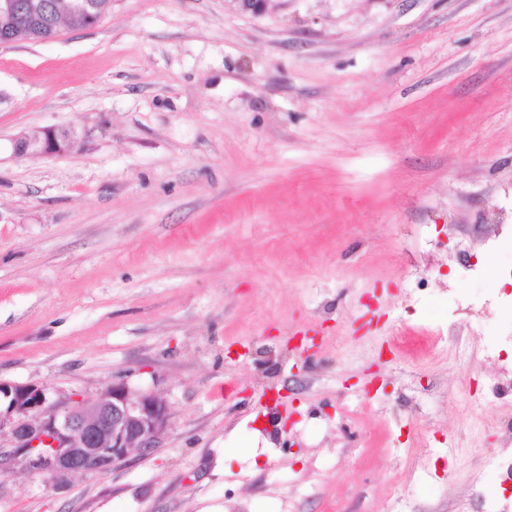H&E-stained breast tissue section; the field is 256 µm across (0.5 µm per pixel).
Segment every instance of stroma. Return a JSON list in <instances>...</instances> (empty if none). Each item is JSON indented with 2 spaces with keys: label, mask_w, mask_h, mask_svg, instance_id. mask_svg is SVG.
Segmentation results:
<instances>
[{
  "label": "stroma",
  "mask_w": 512,
  "mask_h": 512,
  "mask_svg": "<svg viewBox=\"0 0 512 512\" xmlns=\"http://www.w3.org/2000/svg\"><path fill=\"white\" fill-rule=\"evenodd\" d=\"M52 126L80 145L13 157ZM488 256L512 0H112L0 48V380L170 409L109 472L0 476V512L512 508L472 413L512 355Z\"/></svg>",
  "instance_id": "obj_1"
}]
</instances>
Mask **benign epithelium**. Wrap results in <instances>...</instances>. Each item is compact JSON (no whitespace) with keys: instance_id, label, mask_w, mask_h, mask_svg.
<instances>
[{"instance_id":"benign-epithelium-1","label":"benign epithelium","mask_w":512,"mask_h":512,"mask_svg":"<svg viewBox=\"0 0 512 512\" xmlns=\"http://www.w3.org/2000/svg\"><path fill=\"white\" fill-rule=\"evenodd\" d=\"M112 0L85 4L87 22L99 21ZM43 0H0V47L55 36L58 25L44 21ZM77 133L48 127L41 136L22 133L12 140L17 158H50L78 147ZM165 402L124 383L107 387L92 403L68 400L48 403L44 387L0 381V430L9 427V444H0V470L21 468L61 486L75 473H102L133 452L159 447L169 425Z\"/></svg>"}]
</instances>
